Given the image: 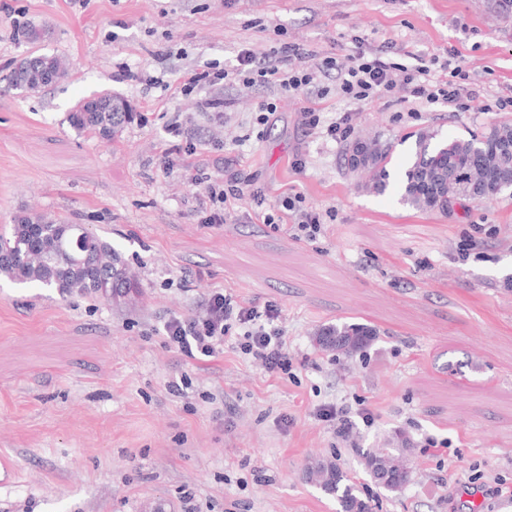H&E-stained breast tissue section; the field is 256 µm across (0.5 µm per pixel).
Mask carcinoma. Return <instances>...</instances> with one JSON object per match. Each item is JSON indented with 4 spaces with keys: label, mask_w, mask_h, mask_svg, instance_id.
<instances>
[{
    "label": "carcinoma",
    "mask_w": 512,
    "mask_h": 512,
    "mask_svg": "<svg viewBox=\"0 0 512 512\" xmlns=\"http://www.w3.org/2000/svg\"><path fill=\"white\" fill-rule=\"evenodd\" d=\"M44 27L33 22L21 30V38L31 50L15 60L10 81L13 88L34 95L51 85L48 75L65 76L62 58L40 52L46 37ZM103 102L98 112H86L87 100H79L69 112L70 127L80 135L110 141L132 115L130 103L110 91L98 95ZM506 140L512 143V118L507 116L478 136L469 139L437 140V132L423 130L416 135V151L401 178L402 201L423 212L448 215L454 207L488 202L496 196L493 185L473 189L466 172L482 173L512 169V151L494 152L492 145ZM393 146L375 141L372 148L354 152L348 167L360 170L362 184L377 194L387 190ZM85 228L70 224L61 215L22 211L12 223L0 228V275L19 284L54 288L58 294L102 297L118 302L136 292L137 283L129 275L118 252L106 242L89 234L81 247L76 239ZM376 330L359 323L343 322L323 328L316 338L327 353L349 355L366 346ZM401 457L391 448H376L364 455L365 469L376 476L380 468L398 469ZM311 482L336 498L342 512H373L371 499L362 492L335 462L317 460L311 466Z\"/></svg>",
    "instance_id": "1"
}]
</instances>
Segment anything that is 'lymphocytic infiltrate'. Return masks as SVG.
I'll list each match as a JSON object with an SVG mask.
<instances>
[{
  "label": "lymphocytic infiltrate",
  "mask_w": 512,
  "mask_h": 512,
  "mask_svg": "<svg viewBox=\"0 0 512 512\" xmlns=\"http://www.w3.org/2000/svg\"><path fill=\"white\" fill-rule=\"evenodd\" d=\"M306 57V52L288 44L273 50L266 59L257 58L251 50L244 49L238 54V65L233 72L224 71L217 75L207 70H191L184 74L178 90L188 94L215 79L234 77L246 86L268 84L302 95L313 83L316 73L336 69L340 72V92L357 102L386 97L400 86L427 103L451 107L460 106L470 94L465 83L466 74L459 65L435 76L426 65L409 68L378 53H356L344 68L339 67L332 56L318 58L311 64L307 63ZM294 58L299 61L295 67L290 64ZM246 200L254 204V215L260 223L273 226L274 230L292 239L312 241L325 231V213L300 207L295 199L285 198L283 211L274 214L264 210L260 189L228 191L220 185L205 189V203L209 208L207 223H227ZM279 317L275 305L259 306L218 289L208 295L202 315L171 317L163 327V337L168 347L202 361L223 358L226 340L234 337L241 353L262 361L269 372L275 373L289 366L287 342L278 324Z\"/></svg>",
  "instance_id": "f902f5d3"
}]
</instances>
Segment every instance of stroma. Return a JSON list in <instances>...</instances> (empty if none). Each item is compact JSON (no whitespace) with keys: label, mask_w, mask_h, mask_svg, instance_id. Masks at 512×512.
<instances>
[{"label":"stroma","mask_w":512,"mask_h":512,"mask_svg":"<svg viewBox=\"0 0 512 512\" xmlns=\"http://www.w3.org/2000/svg\"><path fill=\"white\" fill-rule=\"evenodd\" d=\"M30 21L47 26L41 48L68 74L26 96L9 77L28 50L16 26ZM355 36L368 52L393 42L389 60L406 66L458 57L475 91L457 112L401 87L356 104L337 72L319 76L325 120L351 113V139L393 143L395 172L417 132L481 133L502 117L495 100L512 96V13L498 0H0V225L22 210L63 215L140 283L119 305L0 277V459L14 466L0 512H337L307 478L318 458L340 464L373 512H512V194L443 216L403 205L393 186L367 192L344 143L306 128L305 97L274 86L219 80L156 105L167 83L232 68L241 50L288 43L344 65ZM124 69L141 81H118ZM103 91L133 109L111 142L67 120ZM204 98L225 101L221 119ZM266 100L277 110L260 127ZM188 142L204 159L194 186L161 164ZM234 180L261 188L267 211L298 195L335 219L312 242L247 205L231 223H203L204 186ZM467 237L476 247L464 259ZM215 288L278 305L289 369L269 373L231 344L210 363L165 345L164 323L201 313ZM350 318L376 340L321 352L318 331ZM331 403L348 407L349 437L318 419ZM429 437L447 454L426 449ZM374 448L404 457L402 491L371 479L363 455Z\"/></svg>","instance_id":"1"}]
</instances>
